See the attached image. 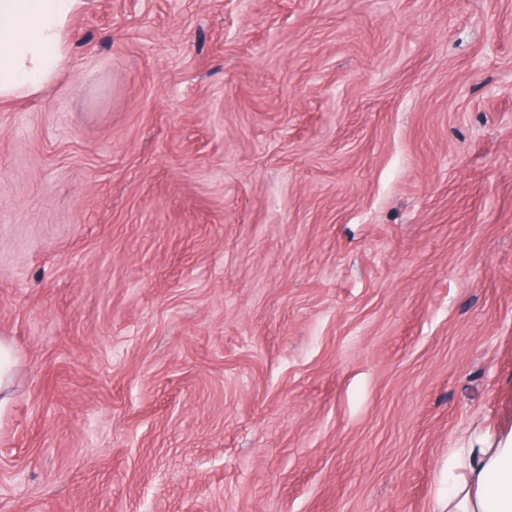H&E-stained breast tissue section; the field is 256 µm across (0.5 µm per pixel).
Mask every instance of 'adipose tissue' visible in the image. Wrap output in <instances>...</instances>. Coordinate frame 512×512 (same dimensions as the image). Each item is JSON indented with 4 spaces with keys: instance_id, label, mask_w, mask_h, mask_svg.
<instances>
[{
    "instance_id": "ef3b65f1",
    "label": "adipose tissue",
    "mask_w": 512,
    "mask_h": 512,
    "mask_svg": "<svg viewBox=\"0 0 512 512\" xmlns=\"http://www.w3.org/2000/svg\"><path fill=\"white\" fill-rule=\"evenodd\" d=\"M83 0H0V100L38 94L69 64L68 33ZM448 512H512V436L459 452Z\"/></svg>"
}]
</instances>
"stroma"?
<instances>
[{"label": "stroma", "mask_w": 512, "mask_h": 512, "mask_svg": "<svg viewBox=\"0 0 512 512\" xmlns=\"http://www.w3.org/2000/svg\"><path fill=\"white\" fill-rule=\"evenodd\" d=\"M0 336V512H435L512 434V0H87ZM19 360L12 342L0 336V405L12 396Z\"/></svg>", "instance_id": "stroma-1"}]
</instances>
